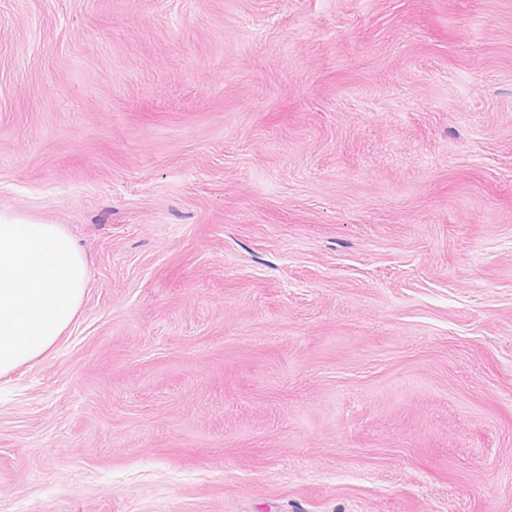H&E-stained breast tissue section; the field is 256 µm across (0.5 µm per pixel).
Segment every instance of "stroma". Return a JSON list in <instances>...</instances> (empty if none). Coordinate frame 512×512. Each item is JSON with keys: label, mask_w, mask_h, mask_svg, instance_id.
I'll list each match as a JSON object with an SVG mask.
<instances>
[{"label": "stroma", "mask_w": 512, "mask_h": 512, "mask_svg": "<svg viewBox=\"0 0 512 512\" xmlns=\"http://www.w3.org/2000/svg\"><path fill=\"white\" fill-rule=\"evenodd\" d=\"M0 210V512H512V0H0Z\"/></svg>", "instance_id": "stroma-1"}]
</instances>
